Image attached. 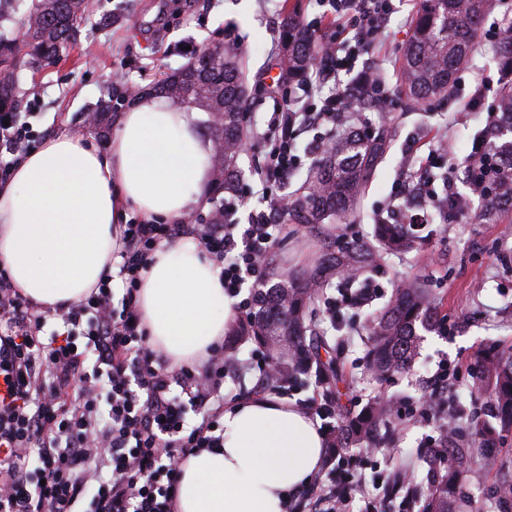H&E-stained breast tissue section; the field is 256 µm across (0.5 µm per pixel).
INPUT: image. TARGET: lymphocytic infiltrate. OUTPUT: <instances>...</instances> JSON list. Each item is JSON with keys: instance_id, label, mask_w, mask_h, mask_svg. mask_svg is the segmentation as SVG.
Returning <instances> with one entry per match:
<instances>
[{"instance_id": "obj_1", "label": "lymphocytic infiltrate", "mask_w": 512, "mask_h": 512, "mask_svg": "<svg viewBox=\"0 0 512 512\" xmlns=\"http://www.w3.org/2000/svg\"><path fill=\"white\" fill-rule=\"evenodd\" d=\"M327 20L348 42L313 66L300 97L283 95L267 121L259 182L269 204L237 234V207L224 206L220 224L123 225L117 276L102 277L80 299L55 312L39 308L0 271V512H175L180 465L187 455L224 444L227 370L224 346L209 349L200 366L175 363L154 348L143 326L138 293L153 253L183 238L198 242L220 267L224 291L239 300L242 318L256 310L242 296L247 278L262 280L285 226L276 191L301 165L296 141L312 136L326 150L345 117V77L383 39L392 0H319ZM333 92H326V85ZM29 127L19 113H0V182L27 154ZM407 157L418 172L405 223L424 224L438 195L431 172L443 165L440 147ZM121 279L115 296L111 283ZM61 330L47 331L49 320ZM201 420L188 426L187 411ZM108 467L101 476L100 467ZM360 459L343 455L337 470L313 474L320 512H349L364 494Z\"/></svg>"}]
</instances>
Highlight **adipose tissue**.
<instances>
[{"label":"adipose tissue","instance_id":"adipose-tissue-1","mask_svg":"<svg viewBox=\"0 0 512 512\" xmlns=\"http://www.w3.org/2000/svg\"><path fill=\"white\" fill-rule=\"evenodd\" d=\"M195 113L144 97L108 150L66 132L27 154L0 183V265L43 310L71 303L105 274L130 212L179 221L207 182L210 145ZM152 343L204 361L234 301L194 243L159 248L139 293ZM323 436L309 414L255 397L224 411V445L187 456L176 512H285L319 468Z\"/></svg>","mask_w":512,"mask_h":512}]
</instances>
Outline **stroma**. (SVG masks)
<instances>
[{
	"label": "stroma",
	"instance_id": "obj_1",
	"mask_svg": "<svg viewBox=\"0 0 512 512\" xmlns=\"http://www.w3.org/2000/svg\"><path fill=\"white\" fill-rule=\"evenodd\" d=\"M108 23L92 20L81 27L76 41L50 67H29L20 81V110L32 130L30 144L39 147L65 131L92 136L100 147L111 141L120 117L130 110L122 103L108 113L105 132H89L87 114L102 101L120 96L127 85L151 92L174 69L192 61L205 46L231 47L242 59V79L249 115L241 126L245 138L239 159L242 186L255 185L262 162L258 140L283 88L279 63L284 56L281 21L287 12L323 41L335 39V26L322 18L315 0H99ZM419 0H399L382 45L372 62L382 70L392 93L387 114L367 112L352 117L355 128L377 130L390 125L395 136L386 158L375 173L355 218L326 225L323 233H309L303 226L288 227V238L275 245L288 269H307L318 261L325 240L348 235L371 239L374 223L385 214L394 184L404 174L405 148L415 136L428 141L447 137L451 161L467 158L472 142L485 125L484 98L499 87L497 59L492 44L479 39L468 63L460 69L452 94L431 102L407 98L399 89L402 48L409 39ZM428 246L382 255L369 273L381 287L367 306L380 310L395 286L414 278L424 281L432 297L442 303L448 320L447 335L428 334L422 343L423 358L409 372L376 385L368 381L350 389L348 398L364 406L376 397L394 400L400 408L418 406L429 378L439 365L454 374V392L468 411L481 415L483 402L467 397L469 368L477 351L487 342L512 346V235L500 224H478L472 212H449L435 219ZM437 419L402 416L392 447L377 454V470H365L366 485L380 498L371 478L374 472L414 473L424 470L417 457L428 437L437 433Z\"/></svg>",
	"mask_w": 512,
	"mask_h": 512
}]
</instances>
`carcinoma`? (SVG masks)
<instances>
[{"instance_id": "obj_1", "label": "carcinoma", "mask_w": 512, "mask_h": 512, "mask_svg": "<svg viewBox=\"0 0 512 512\" xmlns=\"http://www.w3.org/2000/svg\"><path fill=\"white\" fill-rule=\"evenodd\" d=\"M94 15L93 0H37L23 15L14 36H0V112H15L19 107V71L56 63L76 40L81 24ZM484 18L485 0H420L412 35L403 49L401 85L406 95L429 102L451 90ZM504 30L496 52L509 67L501 70L503 92L495 103L496 121L488 143L496 164L478 176L471 163L463 166L466 184L479 194L475 219L483 224L512 223V21ZM283 39L282 74L289 81L301 80L311 62L327 50L310 30L299 26L291 12L284 19ZM194 64V74L187 75L180 68L157 85L155 92L180 103L192 102L208 113L218 187L233 195L241 176L240 123L246 103L239 58L219 47H203ZM110 111L112 104L99 105L87 116V126L102 129L103 117ZM388 136L387 131L375 136L351 132L336 138L310 168L303 194L289 202L282 218L316 230L356 216L357 203L386 151ZM423 231L422 224H378L375 239L386 252L408 250L422 246ZM376 259L370 244L356 241L326 250L319 264L302 274L270 268L274 284L256 292L258 316L239 323L235 331L268 353L277 368L270 385L298 388L312 381L327 393L339 415L336 440L329 448L331 457L364 443L379 448L396 419L392 405L384 401H372L358 412L340 408L339 369L332 358H322L321 351H329V345L324 337L310 332L306 311L319 301L318 291L330 286L329 275L370 267ZM364 322L365 372L377 381L412 366L419 354V331H441L438 308L417 282L396 289L383 310ZM471 375V393L489 406L492 419L476 421L449 399L436 408L435 414L448 421V428L441 447L421 456L429 482L425 512H504L501 498L512 497V483L504 481L482 492L478 501L464 493L479 466L491 460L489 444L512 434V348L489 344L479 353Z\"/></svg>"}]
</instances>
